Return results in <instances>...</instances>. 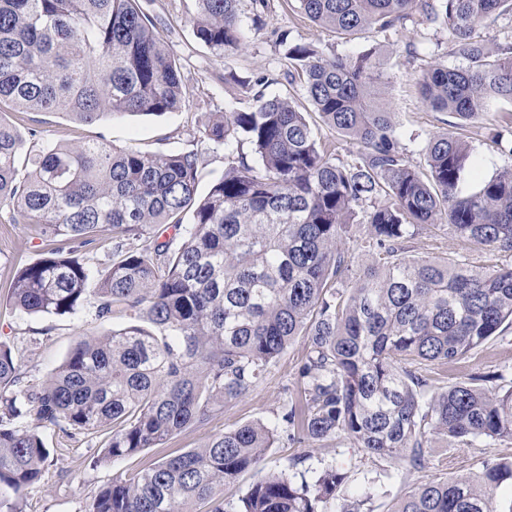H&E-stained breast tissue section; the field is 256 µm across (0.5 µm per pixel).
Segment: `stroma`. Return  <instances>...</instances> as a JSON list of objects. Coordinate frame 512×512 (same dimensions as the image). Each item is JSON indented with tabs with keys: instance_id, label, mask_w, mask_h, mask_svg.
Masks as SVG:
<instances>
[{
	"instance_id": "obj_1",
	"label": "stroma",
	"mask_w": 512,
	"mask_h": 512,
	"mask_svg": "<svg viewBox=\"0 0 512 512\" xmlns=\"http://www.w3.org/2000/svg\"><path fill=\"white\" fill-rule=\"evenodd\" d=\"M141 9L155 22L180 67L189 91L180 111L160 117L124 116L94 124L78 125L59 112H17L0 107V120L13 124L20 134L29 129L41 131L43 138L80 144L103 140L118 147H134L144 152L179 153L191 149L196 128L209 119L231 110H244L252 104V94L228 74L249 81L265 78V95L291 96L301 111L310 105L300 84H289L284 74L281 49L276 42L280 32L290 39L313 43L323 55L351 54L376 48L382 70L390 83L385 100L395 114L399 142L408 160L421 165L430 136L445 131L448 113L435 112L421 99L418 78L428 67L442 64L460 66V59L449 52L448 32L428 28L421 36L403 31L383 36L369 30L352 40L338 38L320 28L293 7L292 0H266L263 24H250L253 0H242L241 17L248 22V43L238 53L220 56L199 42L190 23L193 0H139ZM498 111L485 114L473 124L466 137L477 162V177L488 179L500 169L512 165V156L502 153L485 136L486 127L496 124ZM32 147V140L24 142ZM43 235L35 224L0 223V341L12 346L29 380L40 383L60 365L78 336L106 334L127 325L126 313L117 311L110 318H98L93 307L69 317L27 315L13 310L8 302V287L17 268L33 264L45 256ZM306 351L302 342L293 343L273 363L263 383L247 396L225 406L223 413L186 427L174 434L162 447L147 448L137 455L113 459L108 465L93 466L90 455L105 448L108 437L100 433L68 438L62 431L49 430L45 441L52 454L38 485L25 490L24 512H84L86 505L112 477L131 473L161 461L172 454L203 447L215 435L235 425L261 421L270 425L298 403L303 390L299 369ZM493 374L489 391L512 385V326L504 328L467 358L444 366H435L437 386L447 387L467 381L471 374ZM305 450L303 444L280 438L267 449L260 465L242 474L236 483L219 487L218 497L234 502L259 478L288 471L295 456ZM512 455V445L479 441L465 448H429L422 468L413 469L389 459L363 454L348 439L338 437L323 442L306 459L305 468L336 465L347 472L348 482L341 496L365 499L370 512H390L400 497L419 483L446 480L477 471L484 462Z\"/></svg>"
}]
</instances>
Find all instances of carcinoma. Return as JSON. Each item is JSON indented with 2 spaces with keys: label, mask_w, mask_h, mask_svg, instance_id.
<instances>
[{
  "label": "carcinoma",
  "mask_w": 512,
  "mask_h": 512,
  "mask_svg": "<svg viewBox=\"0 0 512 512\" xmlns=\"http://www.w3.org/2000/svg\"><path fill=\"white\" fill-rule=\"evenodd\" d=\"M195 37L218 55L246 46L241 0H194ZM342 39L408 21L437 25L466 65L422 72L423 103L455 121L429 138L425 166L406 160L387 78L375 51L324 56L283 34L288 75L322 125L356 147L343 162L321 143L289 96H252L202 124V149L142 152L92 141L39 139L19 176L23 140L0 120V209L12 224H40L47 256L17 270L10 303L26 314L73 316L89 304L132 322L83 335L52 375L27 379L0 342V512L50 457L44 433L110 434L93 465L156 448L256 389L298 338L306 404L282 416L310 445L344 435L367 455L417 469L438 440L512 444V386L488 396L483 375L431 391V366L468 357L512 326V264L410 254L423 226L448 224L462 246L512 253V166L463 188L476 168L459 129L493 102L512 105V41L474 36L512 0H294ZM180 69L137 0H0V104L62 112L81 124L163 116L187 101ZM248 147L253 162L246 160ZM237 150L207 195L197 194L204 151ZM191 222L183 223L185 215ZM180 236L160 239L158 227ZM106 239L92 272L80 249ZM359 243L365 260L346 248ZM278 428L238 425L202 448L112 477L85 512H330L347 475L333 466L270 474L234 505L220 486L255 468ZM512 457L478 472L431 480L394 512H500Z\"/></svg>",
  "instance_id": "carcinoma-1"
}]
</instances>
